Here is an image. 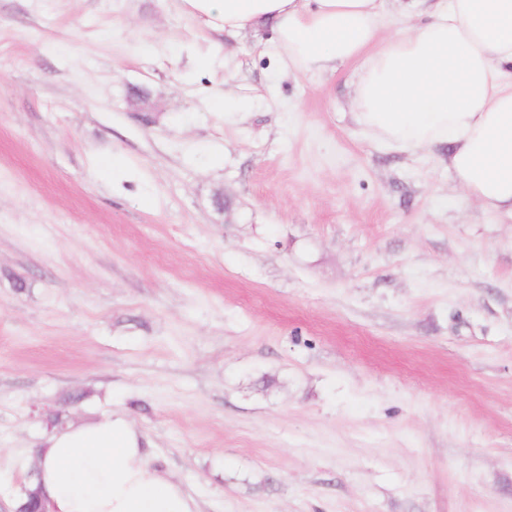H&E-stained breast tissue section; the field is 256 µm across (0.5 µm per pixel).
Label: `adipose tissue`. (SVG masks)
Listing matches in <instances>:
<instances>
[{"instance_id": "ef3b65f1", "label": "adipose tissue", "mask_w": 512, "mask_h": 512, "mask_svg": "<svg viewBox=\"0 0 512 512\" xmlns=\"http://www.w3.org/2000/svg\"><path fill=\"white\" fill-rule=\"evenodd\" d=\"M387 0H181L211 29L258 39L281 73L357 69L355 123L411 154L448 147L467 198L512 214V0H400L405 28L381 36ZM121 411L72 423L39 445L37 489L49 512H198L154 466Z\"/></svg>"}]
</instances>
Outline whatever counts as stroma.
<instances>
[{
	"mask_svg": "<svg viewBox=\"0 0 512 512\" xmlns=\"http://www.w3.org/2000/svg\"><path fill=\"white\" fill-rule=\"evenodd\" d=\"M353 71L0 0V512L118 409L199 512H512V216L372 141Z\"/></svg>",
	"mask_w": 512,
	"mask_h": 512,
	"instance_id": "35a3bbf8",
	"label": "stroma"
}]
</instances>
